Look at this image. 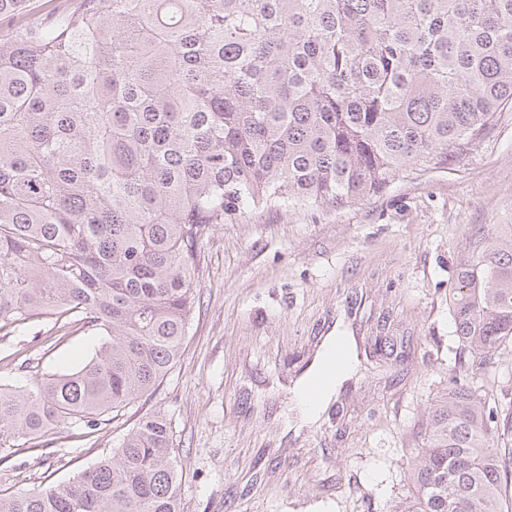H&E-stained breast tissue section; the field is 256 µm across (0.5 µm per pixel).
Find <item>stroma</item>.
I'll return each mask as SVG.
<instances>
[{
  "mask_svg": "<svg viewBox=\"0 0 512 512\" xmlns=\"http://www.w3.org/2000/svg\"><path fill=\"white\" fill-rule=\"evenodd\" d=\"M484 224H512V106L466 154L411 165L379 194L335 209H249L213 225L181 356L163 382L94 435L62 429L16 448L0 459V488L68 480L159 410L172 422L183 512H403L429 407L451 379L469 377L453 294L459 256ZM350 292L366 353L318 423L294 430L291 385ZM40 329L0 337L1 379L28 378L6 363L10 353L53 374L98 345L81 329ZM384 337L393 356L375 350ZM478 387L483 399L512 400V345Z\"/></svg>",
  "mask_w": 512,
  "mask_h": 512,
  "instance_id": "stroma-1",
  "label": "stroma"
}]
</instances>
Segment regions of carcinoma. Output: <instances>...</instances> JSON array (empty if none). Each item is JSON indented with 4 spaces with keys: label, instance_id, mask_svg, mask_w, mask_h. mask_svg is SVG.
Returning a JSON list of instances; mask_svg holds the SVG:
<instances>
[{
    "label": "carcinoma",
    "instance_id": "obj_1",
    "mask_svg": "<svg viewBox=\"0 0 512 512\" xmlns=\"http://www.w3.org/2000/svg\"><path fill=\"white\" fill-rule=\"evenodd\" d=\"M0 0V331L103 337L82 366L0 383V449L82 435L158 386L195 304L201 245L244 210L320 209L470 150L512 104V0ZM477 377L512 343V224L457 268ZM512 401L431 405L408 512H505ZM170 419L0 512H181Z\"/></svg>",
    "mask_w": 512,
    "mask_h": 512
}]
</instances>
